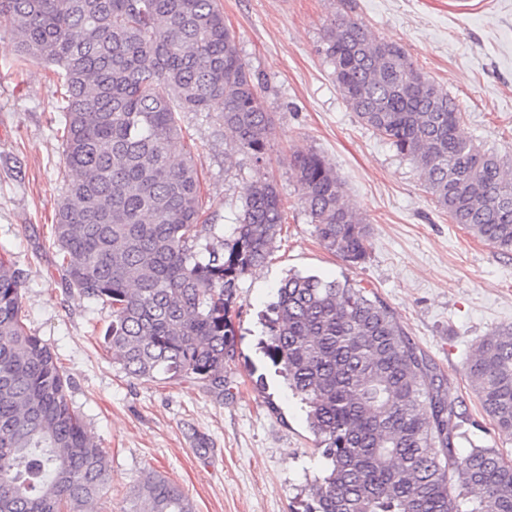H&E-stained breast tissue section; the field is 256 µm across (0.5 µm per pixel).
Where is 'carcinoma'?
<instances>
[{
  "label": "carcinoma",
  "mask_w": 512,
  "mask_h": 512,
  "mask_svg": "<svg viewBox=\"0 0 512 512\" xmlns=\"http://www.w3.org/2000/svg\"><path fill=\"white\" fill-rule=\"evenodd\" d=\"M2 28L20 60L52 65L60 79L62 279L112 309L103 344L128 376L224 399L238 281L268 260L285 206L263 172L274 115L218 0H0ZM323 44L359 122L416 166L453 223L512 254V162L458 134L456 98L347 14L333 17ZM213 111L254 171L228 232L201 223L198 170L169 152L180 113ZM290 163L320 244L363 261L369 225L333 167L314 150ZM22 286L0 259V512H93L110 479L106 452L73 409L56 355L27 330ZM271 313L270 355L308 407L326 460L306 485V512H512V464L472 440L479 424L448 399L447 380L386 304L347 279L291 273ZM466 377L511 435V326L474 346ZM128 512L194 508L148 471Z\"/></svg>",
  "instance_id": "1"
}]
</instances>
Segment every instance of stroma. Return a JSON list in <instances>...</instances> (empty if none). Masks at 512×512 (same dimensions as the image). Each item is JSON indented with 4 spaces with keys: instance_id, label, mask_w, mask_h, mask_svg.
Returning a JSON list of instances; mask_svg holds the SVG:
<instances>
[{
    "instance_id": "1",
    "label": "stroma",
    "mask_w": 512,
    "mask_h": 512,
    "mask_svg": "<svg viewBox=\"0 0 512 512\" xmlns=\"http://www.w3.org/2000/svg\"><path fill=\"white\" fill-rule=\"evenodd\" d=\"M241 57L275 115L266 169L287 222L267 264L238 281L231 393L129 377L102 346L111 309L62 284L54 224L64 192L60 90L53 66L15 62L0 32V258L23 274V321L56 353L73 407L107 453L112 484L96 512H127L143 471L178 484L195 512H304L300 489L324 459L298 397L269 356L263 316L288 273L350 280L393 312L448 382V396L476 419L474 439L512 461V436L497 430L464 373L484 336L512 326V256L452 223L415 166L362 126L321 52L340 0H219ZM377 37L402 46L464 110L460 131L512 155V0H350ZM174 154L201 173L209 223L234 224L251 162L228 155L224 129L202 112L180 115ZM316 150L335 168L346 201L371 227L364 262L327 251L297 203L294 152Z\"/></svg>"
}]
</instances>
